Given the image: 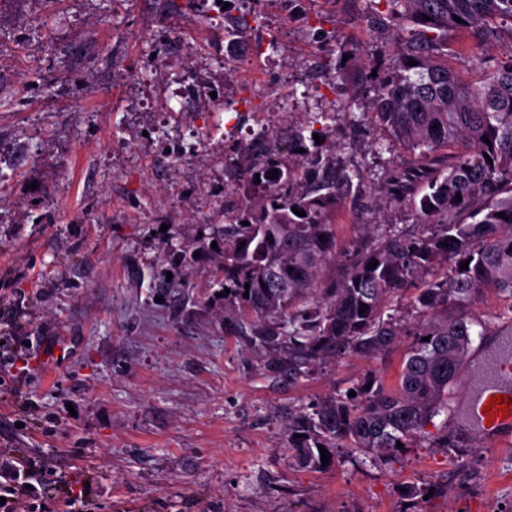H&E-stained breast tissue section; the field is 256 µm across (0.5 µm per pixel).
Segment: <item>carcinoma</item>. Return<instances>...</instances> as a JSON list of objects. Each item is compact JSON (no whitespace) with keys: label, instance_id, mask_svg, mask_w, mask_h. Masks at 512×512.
Listing matches in <instances>:
<instances>
[{"label":"carcinoma","instance_id":"carcinoma-1","mask_svg":"<svg viewBox=\"0 0 512 512\" xmlns=\"http://www.w3.org/2000/svg\"><path fill=\"white\" fill-rule=\"evenodd\" d=\"M383 2L390 19L416 26L415 38L370 89V106L391 138L419 159L415 170L390 171L385 189L415 211L420 232L371 224L375 245L350 259L339 281L323 278V269L340 259L332 216L353 176L316 159L306 171L312 188L294 193L295 171L256 145L244 173L260 196H244L236 215L213 225L211 237L219 248L217 270L230 289L224 300L278 321L264 342L310 357L347 350L367 357L391 347L402 332L383 317L384 304L418 285L414 307L423 320L396 385L363 384L356 396L319 403L288 429L294 456L310 469L322 467L321 445L328 455L342 440L392 452L448 410V388L461 382L471 336L487 333L486 323L464 307L485 289L509 303L499 335L512 336V30L504 39L492 27L499 17L512 20V0ZM450 29L499 42L505 60L479 81L462 80L437 60ZM448 260L451 276L429 277ZM362 303L368 305L363 313Z\"/></svg>","mask_w":512,"mask_h":512}]
</instances>
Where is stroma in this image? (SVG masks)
I'll return each instance as SVG.
<instances>
[{"label":"stroma","mask_w":512,"mask_h":512,"mask_svg":"<svg viewBox=\"0 0 512 512\" xmlns=\"http://www.w3.org/2000/svg\"><path fill=\"white\" fill-rule=\"evenodd\" d=\"M235 17L247 25L230 58ZM412 30L382 0H0V328L22 323L20 343L65 350L49 371L0 367V449L46 481L86 485L94 512H512V450L487 447L467 416L512 338H473L426 436L387 455L343 445L307 469L289 427L364 381L395 385L416 341L414 289L387 304L395 345L317 358L293 380L262 322L225 318L209 257L170 259L240 205L253 144L305 190L295 127L355 175L339 252L370 245L366 225H415L375 187L417 162L358 97ZM441 53L467 81L502 58L498 42L456 31Z\"/></svg>","instance_id":"35a3bbf8"}]
</instances>
